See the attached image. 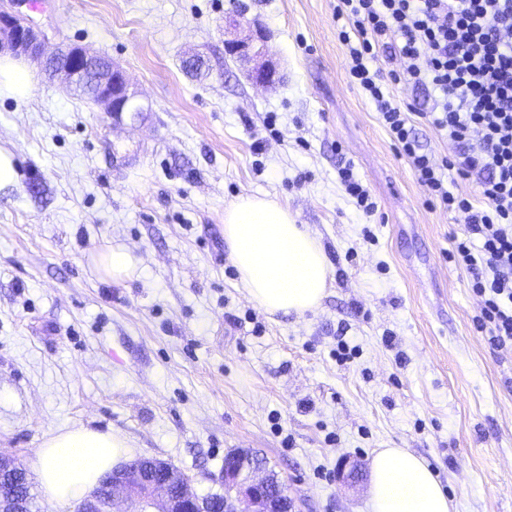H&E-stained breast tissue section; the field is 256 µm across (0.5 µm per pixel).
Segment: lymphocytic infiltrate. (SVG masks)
<instances>
[{"label":"lymphocytic infiltrate","mask_w":512,"mask_h":512,"mask_svg":"<svg viewBox=\"0 0 512 512\" xmlns=\"http://www.w3.org/2000/svg\"><path fill=\"white\" fill-rule=\"evenodd\" d=\"M349 73L374 103L430 202L464 215L451 257L483 307L478 330L512 348V0H336ZM404 61L383 71L380 54ZM431 88L427 118L446 131L450 157L423 151L389 84ZM477 176L482 206L449 191L444 170Z\"/></svg>","instance_id":"lymphocytic-infiltrate-1"}]
</instances>
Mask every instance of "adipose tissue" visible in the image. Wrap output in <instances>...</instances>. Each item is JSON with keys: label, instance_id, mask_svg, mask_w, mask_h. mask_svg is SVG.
Returning a JSON list of instances; mask_svg holds the SVG:
<instances>
[{"label": "adipose tissue", "instance_id": "1", "mask_svg": "<svg viewBox=\"0 0 512 512\" xmlns=\"http://www.w3.org/2000/svg\"><path fill=\"white\" fill-rule=\"evenodd\" d=\"M224 238L248 296L268 314L304 315L324 298L331 264L321 243L286 207L245 195L224 211ZM127 454L119 435L73 427L47 436L38 481L48 512H68ZM372 512H451L433 471L402 448L379 449L371 462Z\"/></svg>", "mask_w": 512, "mask_h": 512}]
</instances>
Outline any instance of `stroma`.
<instances>
[{"instance_id":"35a3bbf8","label":"stroma","mask_w":512,"mask_h":512,"mask_svg":"<svg viewBox=\"0 0 512 512\" xmlns=\"http://www.w3.org/2000/svg\"><path fill=\"white\" fill-rule=\"evenodd\" d=\"M336 0H42L23 14L51 44L121 65L147 110L108 113L24 62L33 89L0 95V454L29 476L48 434L112 430L131 457L162 459L200 495L224 455L267 460L304 512H371V460H424L454 512H512V348L478 331L480 301L449 253L464 218L429 205L374 105L351 82ZM268 35L279 82L246 80L224 48L229 18ZM207 69L192 75L186 55ZM424 149L432 101L391 86ZM377 203L359 211L337 169ZM258 195L288 206L332 265L320 306L269 315L224 241V209ZM375 242H367L365 230ZM132 278L96 267L112 246ZM358 353L336 361L338 341ZM361 466L357 482L342 459Z\"/></svg>"}]
</instances>
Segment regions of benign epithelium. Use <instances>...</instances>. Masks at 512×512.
Listing matches in <instances>:
<instances>
[{
    "label": "benign epithelium",
    "instance_id": "obj_1",
    "mask_svg": "<svg viewBox=\"0 0 512 512\" xmlns=\"http://www.w3.org/2000/svg\"><path fill=\"white\" fill-rule=\"evenodd\" d=\"M238 36L224 42L225 49L236 55L246 67L247 78L256 86L272 87L279 77L267 59L266 38L252 21L242 17L234 21ZM8 51L14 58L37 63L63 84L79 82L96 89L92 99L103 111L112 113L114 122L139 119L145 106L133 91L123 69L116 63L96 70L86 66L95 60L94 52L85 46L72 44L48 49L45 36L25 20L19 11L0 12V52ZM164 476L153 481L138 465H123L109 476L111 494L99 490L84 498L79 512H110L111 507L129 499L141 503V512H213L214 500L221 503L220 512H298L296 500L288 495L284 484L276 490L269 487L270 477L249 452L235 448L224 455L221 477L224 492L214 497L200 496L189 479L168 463L156 460ZM25 469L14 458L0 454V482L17 484ZM24 497L14 491L0 498V512H24Z\"/></svg>",
    "mask_w": 512,
    "mask_h": 512
}]
</instances>
